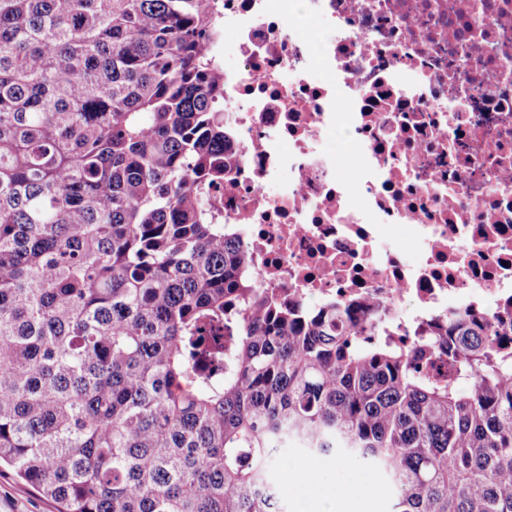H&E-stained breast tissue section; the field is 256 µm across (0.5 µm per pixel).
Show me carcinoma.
Here are the masks:
<instances>
[{"mask_svg":"<svg viewBox=\"0 0 512 512\" xmlns=\"http://www.w3.org/2000/svg\"><path fill=\"white\" fill-rule=\"evenodd\" d=\"M213 0H0V464L59 512H282L281 448L391 512H512V320L417 347L258 287Z\"/></svg>","mask_w":512,"mask_h":512,"instance_id":"1","label":"carcinoma"}]
</instances>
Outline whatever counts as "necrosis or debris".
I'll return each instance as SVG.
<instances>
[{"label": "necrosis or debris", "mask_w": 512, "mask_h": 512, "mask_svg": "<svg viewBox=\"0 0 512 512\" xmlns=\"http://www.w3.org/2000/svg\"><path fill=\"white\" fill-rule=\"evenodd\" d=\"M214 7L234 157L217 200L256 282L377 307L408 345L453 311L512 309V0ZM331 134L358 145L351 174Z\"/></svg>", "instance_id": "obj_1"}]
</instances>
